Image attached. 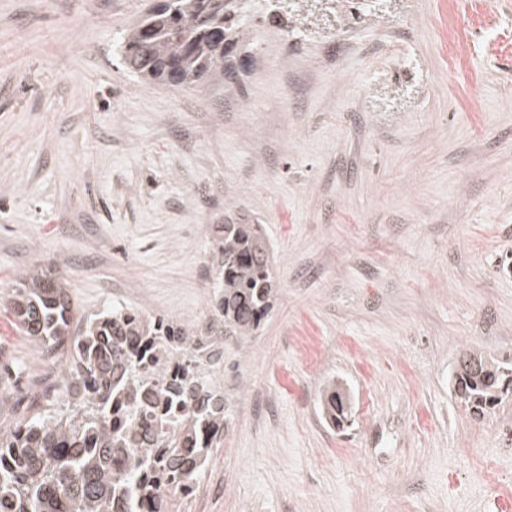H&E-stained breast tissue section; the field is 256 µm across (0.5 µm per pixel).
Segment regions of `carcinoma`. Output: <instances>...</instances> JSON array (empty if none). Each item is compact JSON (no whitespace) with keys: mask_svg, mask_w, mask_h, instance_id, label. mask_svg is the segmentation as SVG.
Returning <instances> with one entry per match:
<instances>
[{"mask_svg":"<svg viewBox=\"0 0 512 512\" xmlns=\"http://www.w3.org/2000/svg\"><path fill=\"white\" fill-rule=\"evenodd\" d=\"M247 0H153L128 29V71L190 89L224 77L245 47ZM217 287L207 332L117 309L74 327L68 283L34 269L6 298L41 352L61 362L68 411L33 413L0 429V512H175L224 443L228 409L201 361L226 333L253 335L279 290L271 243L244 217L210 229ZM486 378L460 370L461 404L483 413L512 390V368L473 355ZM335 387L322 409L336 422Z\"/></svg>","mask_w":512,"mask_h":512,"instance_id":"cac0c4a2","label":"carcinoma"}]
</instances>
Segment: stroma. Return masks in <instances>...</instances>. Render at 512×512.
<instances>
[{
  "label": "stroma",
  "mask_w": 512,
  "mask_h": 512,
  "mask_svg": "<svg viewBox=\"0 0 512 512\" xmlns=\"http://www.w3.org/2000/svg\"><path fill=\"white\" fill-rule=\"evenodd\" d=\"M144 6L0 0V427L57 408L3 303L21 271L64 278L82 324L202 328L208 230L241 213L282 288L224 350V444L178 512H503L512 393L480 414L454 375L512 363V0H303L191 89L125 69Z\"/></svg>",
  "instance_id": "stroma-1"
}]
</instances>
